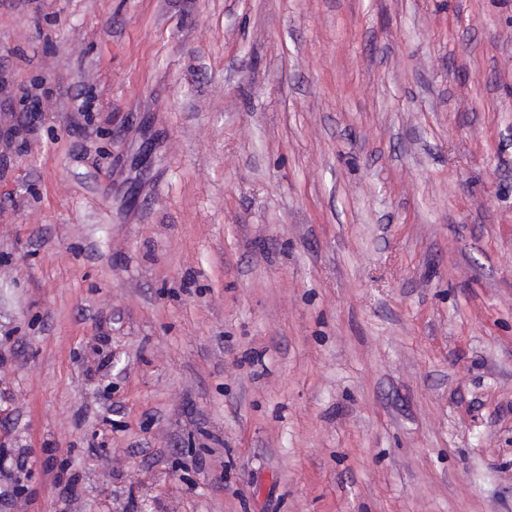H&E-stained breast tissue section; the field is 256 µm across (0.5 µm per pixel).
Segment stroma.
<instances>
[{
	"instance_id": "35a3bbf8",
	"label": "stroma",
	"mask_w": 512,
	"mask_h": 512,
	"mask_svg": "<svg viewBox=\"0 0 512 512\" xmlns=\"http://www.w3.org/2000/svg\"><path fill=\"white\" fill-rule=\"evenodd\" d=\"M0 512H512V0H0Z\"/></svg>"
}]
</instances>
